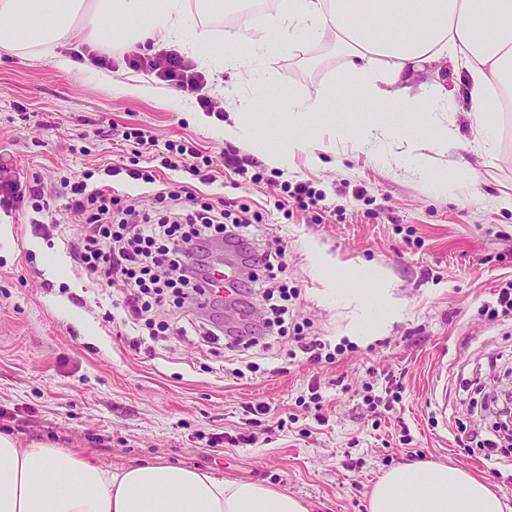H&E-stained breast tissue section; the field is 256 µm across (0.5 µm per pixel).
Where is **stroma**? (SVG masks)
I'll list each match as a JSON object with an SVG mask.
<instances>
[{
	"label": "stroma",
	"instance_id": "1",
	"mask_svg": "<svg viewBox=\"0 0 512 512\" xmlns=\"http://www.w3.org/2000/svg\"><path fill=\"white\" fill-rule=\"evenodd\" d=\"M113 84L57 68L50 58L0 51V178L40 181L60 222L48 235L34 211L10 212V240H0V428L21 426L22 437L55 443L115 469L170 462L287 491L312 512H368L372 485L410 460L446 462L484 477L512 512V445L493 426L495 399L512 392V315L489 319L500 289L512 285V112L500 115L499 145L483 152L482 133L461 108L466 72L427 67L410 93L436 88L450 107L440 113L469 164L460 174L454 155L433 152L437 126H415L403 114V135L367 151L326 142L323 166L296 155L289 169L271 168L220 129L229 105L262 102L278 111L291 97L327 89L344 57L321 41L302 43L255 61L254 80L235 70L205 69L212 104L185 105L166 83L123 61ZM137 78L153 95L123 92ZM205 111L212 125L193 119ZM440 123V124H441ZM140 127L150 140L132 150L122 139ZM193 143L217 180L197 184L262 219L254 238L286 249L281 274L298 290L294 318L335 352L314 362L288 357L291 339L252 355L257 372L234 378L237 361L195 335L156 342L110 322L116 288L77 274L68 243L80 230L65 209L61 179L98 165L153 166L171 142ZM433 154L420 173L394 156L408 144ZM260 182H250L252 174ZM321 192L301 207L289 186ZM334 267L317 272L318 254ZM342 268L351 295L321 297L320 275ZM386 289L400 309L379 339L360 345L345 335L350 322L377 318L354 291L365 283ZM401 399L371 412L366 390ZM447 423L432 419V403ZM268 413H258V406ZM492 447L460 446L461 431ZM253 442H244L246 434Z\"/></svg>",
	"mask_w": 512,
	"mask_h": 512
}]
</instances>
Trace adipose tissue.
<instances>
[{
    "label": "adipose tissue",
    "mask_w": 512,
    "mask_h": 512,
    "mask_svg": "<svg viewBox=\"0 0 512 512\" xmlns=\"http://www.w3.org/2000/svg\"><path fill=\"white\" fill-rule=\"evenodd\" d=\"M224 17V0H0V49L53 56L71 71L75 61L58 48L75 31L91 47H174L206 65H240L308 40L331 39L346 59L336 86L371 111L406 112L429 123L431 93L397 90L400 79L426 64L450 61L471 77L472 120L486 149H495L498 114L512 100V0H282L257 28L226 31L222 43L197 46L186 33L198 20ZM389 88H381V81ZM332 94L289 99L285 114L260 107L235 112L226 140L242 142L273 167L296 153L322 165L319 128L270 146L264 132L285 115L323 114ZM0 512H310L306 504L265 484L231 480L163 462L109 469L42 440L0 432ZM368 512H504L502 497L458 466L399 464L372 488Z\"/></svg>",
    "instance_id": "ef3b65f1"
}]
</instances>
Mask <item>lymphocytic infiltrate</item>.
I'll return each instance as SVG.
<instances>
[{"instance_id":"lymphocytic-infiltrate-1","label":"lymphocytic infiltrate","mask_w":512,"mask_h":512,"mask_svg":"<svg viewBox=\"0 0 512 512\" xmlns=\"http://www.w3.org/2000/svg\"><path fill=\"white\" fill-rule=\"evenodd\" d=\"M128 64L196 94L201 106H209L205 76L177 54L136 56ZM91 178L85 172L62 182L68 210L81 216L84 224L80 237L69 245L70 254L86 275L120 286L129 323L143 324L156 341L172 330L181 336L195 333L210 343L220 341L237 358L287 336V303L297 292L278 279L284 252L253 241L249 220L233 216L223 197L203 199L189 186H168L156 192V206L146 212L135 199L113 194L111 186L90 187ZM224 245L240 249L242 257L243 270L231 303H239L244 295L266 302L269 317L242 323L236 330L210 319L172 327L162 310L164 299L182 309L202 295L212 253Z\"/></svg>"}]
</instances>
